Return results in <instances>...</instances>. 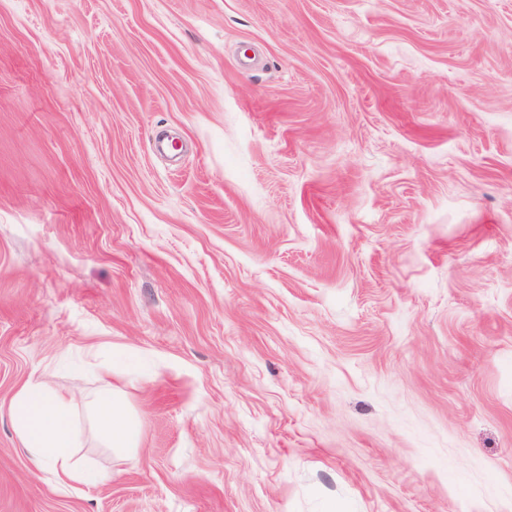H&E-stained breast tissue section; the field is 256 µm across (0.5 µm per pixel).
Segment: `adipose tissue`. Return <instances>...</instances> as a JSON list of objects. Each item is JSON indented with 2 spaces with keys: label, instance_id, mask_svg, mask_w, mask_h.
<instances>
[{
  "label": "adipose tissue",
  "instance_id": "obj_1",
  "mask_svg": "<svg viewBox=\"0 0 512 512\" xmlns=\"http://www.w3.org/2000/svg\"><path fill=\"white\" fill-rule=\"evenodd\" d=\"M77 401L76 394H62L47 383L30 382L15 394L10 407L13 428L35 465L50 464L57 483L63 486L104 479L102 473L81 468L74 459L73 450L79 443L74 422ZM92 420L104 446L116 450L135 447L138 423L112 390L96 396Z\"/></svg>",
  "mask_w": 512,
  "mask_h": 512
}]
</instances>
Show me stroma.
I'll return each instance as SVG.
<instances>
[{"instance_id": "35a3bbf8", "label": "stroma", "mask_w": 512, "mask_h": 512, "mask_svg": "<svg viewBox=\"0 0 512 512\" xmlns=\"http://www.w3.org/2000/svg\"><path fill=\"white\" fill-rule=\"evenodd\" d=\"M0 512H512V0H0ZM75 393L62 394L45 382H29L13 397L10 418L13 428L36 466L49 463L58 484L87 485L109 478L89 472L74 460L79 432L74 422ZM92 420L97 437L104 446L115 450L136 447L137 420L112 389H105L94 399Z\"/></svg>"}]
</instances>
